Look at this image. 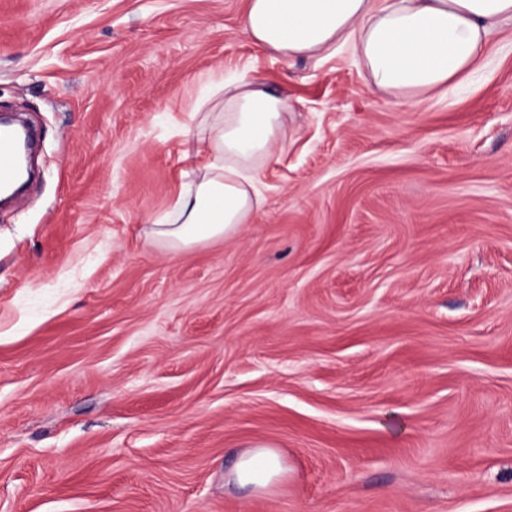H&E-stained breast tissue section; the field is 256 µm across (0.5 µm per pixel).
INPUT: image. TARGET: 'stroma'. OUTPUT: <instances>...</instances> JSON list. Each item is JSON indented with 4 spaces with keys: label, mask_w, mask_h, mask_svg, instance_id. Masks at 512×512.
Here are the masks:
<instances>
[{
    "label": "stroma",
    "mask_w": 512,
    "mask_h": 512,
    "mask_svg": "<svg viewBox=\"0 0 512 512\" xmlns=\"http://www.w3.org/2000/svg\"><path fill=\"white\" fill-rule=\"evenodd\" d=\"M247 0H0V512H512V24L456 89L255 47ZM288 96L261 212L147 246L211 83ZM285 473L230 478L257 446ZM15 140L10 131H0V180L12 178V164L15 157Z\"/></svg>",
    "instance_id": "obj_1"
}]
</instances>
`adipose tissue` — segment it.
<instances>
[{
	"label": "adipose tissue",
	"instance_id": "1",
	"mask_svg": "<svg viewBox=\"0 0 512 512\" xmlns=\"http://www.w3.org/2000/svg\"><path fill=\"white\" fill-rule=\"evenodd\" d=\"M512 20V0H248L247 37L281 57L320 60L349 49L378 92L417 102L460 84L482 63L492 35ZM219 109L203 113L192 136L202 163L150 241L177 256L235 235L262 204L256 170L284 147L287 96L247 74L221 82ZM283 472L278 455L241 457L231 477L264 488Z\"/></svg>",
	"mask_w": 512,
	"mask_h": 512
}]
</instances>
